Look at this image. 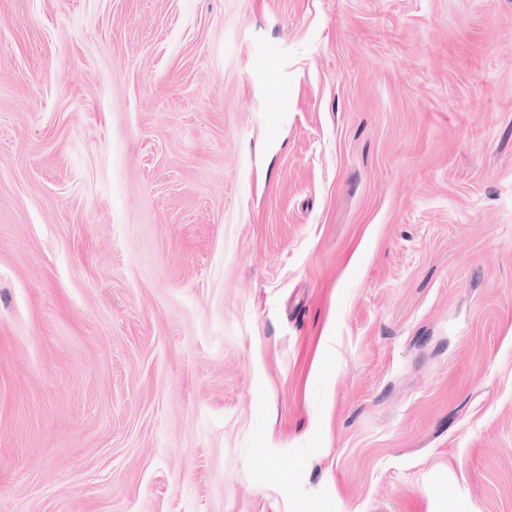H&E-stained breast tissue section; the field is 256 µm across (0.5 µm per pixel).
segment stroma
I'll return each mask as SVG.
<instances>
[{
  "label": "stroma",
  "mask_w": 512,
  "mask_h": 512,
  "mask_svg": "<svg viewBox=\"0 0 512 512\" xmlns=\"http://www.w3.org/2000/svg\"><path fill=\"white\" fill-rule=\"evenodd\" d=\"M0 512H512V0H0Z\"/></svg>",
  "instance_id": "1"
}]
</instances>
